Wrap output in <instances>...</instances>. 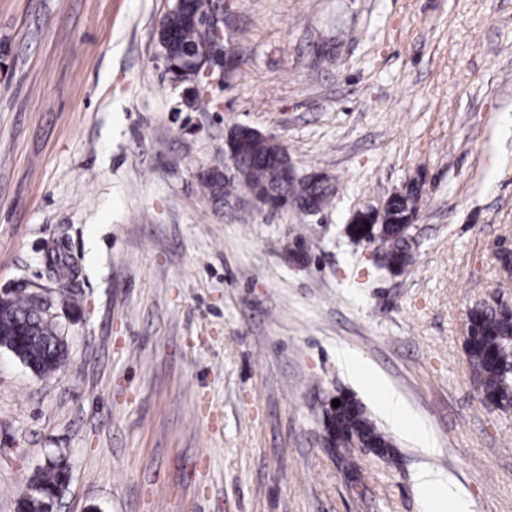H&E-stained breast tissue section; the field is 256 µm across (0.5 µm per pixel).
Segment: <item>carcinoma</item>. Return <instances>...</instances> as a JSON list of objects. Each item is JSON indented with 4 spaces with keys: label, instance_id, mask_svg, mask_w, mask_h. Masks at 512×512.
Here are the masks:
<instances>
[{
    "label": "carcinoma",
    "instance_id": "cac0c4a2",
    "mask_svg": "<svg viewBox=\"0 0 512 512\" xmlns=\"http://www.w3.org/2000/svg\"><path fill=\"white\" fill-rule=\"evenodd\" d=\"M199 42L195 26L176 17L171 20L168 36L169 53L177 55L184 46ZM247 127L236 125L233 131L242 146L237 159L239 171L235 179L224 180V175L203 176L201 181L216 200L237 189H243L259 197L261 205L270 210L288 206L304 213L322 210L333 195L329 186L305 177L301 180H276V170L282 164L281 147L272 146L246 133ZM421 189L413 184L400 195L390 198L384 223L373 224L370 229L358 225L353 241L366 238L378 242L383 257L403 269L412 260L411 246L403 226L416 217ZM472 333L465 339V351L473 374L488 404L502 410L512 409V306L507 303L478 305L469 310ZM0 321L32 323L39 334L34 336H1L0 348L8 351L20 349L25 357L42 366V372L50 374L59 369L67 356V348L55 346L53 340L60 328L55 319L44 314L29 293L11 298L10 312L0 314ZM345 402L336 407L333 416L326 417L324 425L335 429L336 439L330 444L337 465L347 475L350 487L361 484L356 466L351 461L357 448H369L371 453L389 463L394 462V440L372 419L366 408L352 395H343ZM68 474L66 464L56 461L43 471L33 475L44 489L53 493L62 489Z\"/></svg>",
    "mask_w": 512,
    "mask_h": 512
}]
</instances>
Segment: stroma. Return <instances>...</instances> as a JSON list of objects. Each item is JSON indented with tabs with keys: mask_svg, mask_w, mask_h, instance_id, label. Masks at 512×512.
<instances>
[{
	"mask_svg": "<svg viewBox=\"0 0 512 512\" xmlns=\"http://www.w3.org/2000/svg\"><path fill=\"white\" fill-rule=\"evenodd\" d=\"M173 5L0 0V292L46 287L68 346L48 377L0 349V512L57 448L61 512H424V469L512 512V411L484 402L464 346L474 303H512V0H224L241 64L196 97L160 56ZM238 124L326 172L329 206L213 199L200 177ZM413 178L417 243L393 275L345 226ZM341 391L399 457L357 454L359 492L323 446Z\"/></svg>",
	"mask_w": 512,
	"mask_h": 512,
	"instance_id": "35a3bbf8",
	"label": "stroma"
}]
</instances>
